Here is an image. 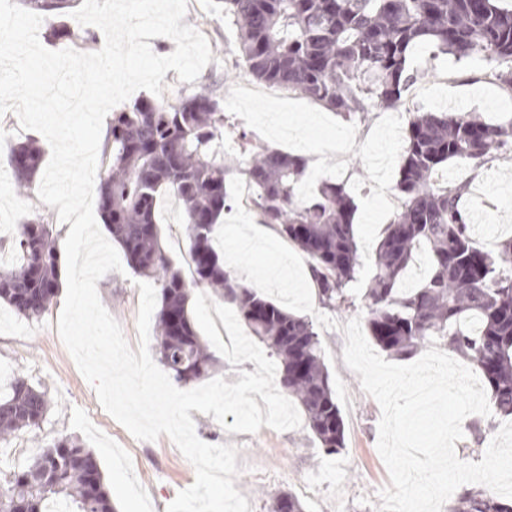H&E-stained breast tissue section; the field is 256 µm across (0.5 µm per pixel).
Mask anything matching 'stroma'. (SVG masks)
Instances as JSON below:
<instances>
[{
    "label": "stroma",
    "mask_w": 512,
    "mask_h": 512,
    "mask_svg": "<svg viewBox=\"0 0 512 512\" xmlns=\"http://www.w3.org/2000/svg\"><path fill=\"white\" fill-rule=\"evenodd\" d=\"M184 22L203 34L212 59L201 79L218 80L221 97H232L237 107L227 117L252 138L318 165L323 178L344 183L357 205L355 230L361 253L358 280L350 293L355 307L331 311L323 308L305 255L270 227L258 223L253 211L233 203L219 232V248L233 268H250V281L291 311L311 317L318 329L330 371L336 402L345 428V446L329 454L320 447L308 425L277 431L261 427L256 433H230L227 424L212 416L191 411L197 436L209 444L237 447L239 473L235 488L247 498L251 512H269L274 497L283 491L298 495L306 512H380L378 493L390 486L388 470L377 450L381 408L361 387L360 377L344 363L343 326L365 309L360 300L372 273V246L392 218V213L373 211L368 198L376 176L389 184L399 178L404 145L391 136V108L373 110L364 123H355L307 98L284 88L256 80L243 65L238 52L239 34L225 18L219 0H196ZM410 63L418 79L403 106L405 112H453L478 115L496 124L512 123V107L497 109L500 101L512 104V93L502 91L486 75L478 60L455 61L432 57L431 47L413 48ZM39 132L10 128L0 116V225H9L0 238V257L13 258L16 225L36 214L55 220L58 240H65L69 226L57 219V208L38 196L18 193L8 164L10 147L39 139ZM440 182L463 183L461 197L476 243L494 248L512 238V156L485 163L482 169L457 160L439 173ZM159 222L168 255L183 274H190L188 244L181 204L164 196ZM250 228L258 237L255 246L242 250L236 234ZM139 275L133 271L104 275L97 283L101 303L119 323L130 346H138L137 315L140 305ZM65 301L57 294L48 311L38 319L18 317L0 303V395L14 378L41 386L50 411L39 427L12 440L21 451L9 466L0 467V485H6L14 469L24 467L43 447L63 436L80 439L95 455L116 512H166L179 491L196 477L192 464L167 435L155 441L136 439L100 405L94 387L83 377L58 334V317ZM505 418L499 414L468 416L456 454L464 461H481L490 441Z\"/></svg>",
    "instance_id": "35a3bbf8"
}]
</instances>
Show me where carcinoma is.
Instances as JSON below:
<instances>
[{"label": "carcinoma", "mask_w": 512, "mask_h": 512, "mask_svg": "<svg viewBox=\"0 0 512 512\" xmlns=\"http://www.w3.org/2000/svg\"><path fill=\"white\" fill-rule=\"evenodd\" d=\"M36 11L63 16L72 0H27ZM224 15L240 31L239 57L259 81L325 105L352 122L375 108H395L416 79L409 54L420 42L457 61L483 58L489 76L512 92V10L497 0H223ZM51 36L78 45L96 36L64 26ZM224 108L215 90L201 87L174 104L140 98L112 113L104 150L109 164L100 178L98 208L128 264L159 284L156 350L178 384L210 374L214 359L189 314L190 289H213L243 321L249 336L281 364L280 384L303 408L309 428L331 454L345 444L344 422L320 335L313 321L289 313L266 294L224 269L213 245L229 184L253 189L259 221L302 251L322 307H351L356 278V204L344 185L326 181L309 199H296L305 159L264 145L247 144L234 158ZM512 153V123L491 124L447 112H418L409 121L396 189L402 207L374 248L364 293L369 335L399 359L439 341L474 363L486 378L496 413L512 415V238L495 251L478 247L460 205V186L437 184L450 160L478 165ZM43 161L34 141L11 146L16 186L29 189ZM183 204L192 280L162 245L157 209L163 194ZM20 261L0 269V302L17 315H44L60 286V261L52 222L37 216L20 225ZM430 254L420 287L402 292L399 281L417 250ZM46 393L24 378L0 397V443L40 425ZM115 512L93 453L61 437L13 472L0 489V512ZM273 512H304L291 492L274 499ZM452 512H512L481 491L465 489Z\"/></svg>", "instance_id": "cac0c4a2"}]
</instances>
